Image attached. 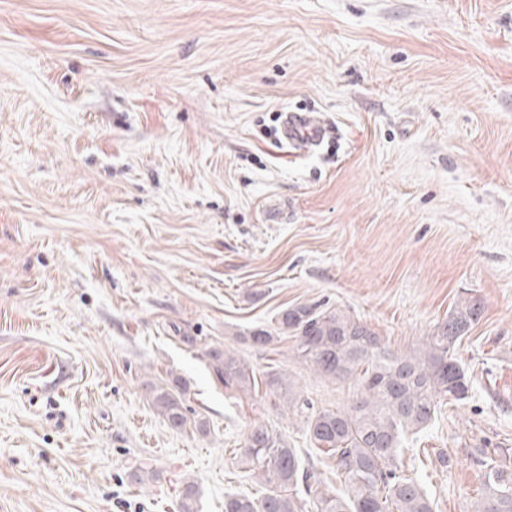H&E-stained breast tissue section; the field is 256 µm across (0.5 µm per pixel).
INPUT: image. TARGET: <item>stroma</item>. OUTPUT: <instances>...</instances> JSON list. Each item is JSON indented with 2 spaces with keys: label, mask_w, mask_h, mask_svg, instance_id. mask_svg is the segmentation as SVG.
<instances>
[{
  "label": "stroma",
  "mask_w": 512,
  "mask_h": 512,
  "mask_svg": "<svg viewBox=\"0 0 512 512\" xmlns=\"http://www.w3.org/2000/svg\"><path fill=\"white\" fill-rule=\"evenodd\" d=\"M290 112L330 127L297 156ZM464 298L472 396L403 455L435 512L512 467V0H0V512H182L186 482L224 512L270 490L239 462L256 424L335 490L208 350L342 408L355 381L248 332L320 304L400 352ZM207 357L215 376L224 384V389L240 394L255 391L256 385L259 386L249 363L230 350H210ZM152 404L159 409L162 417L172 428L182 430L186 426L187 419L180 400L172 392L164 389L154 390Z\"/></svg>",
  "instance_id": "1"
}]
</instances>
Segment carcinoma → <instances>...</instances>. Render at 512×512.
I'll use <instances>...</instances> for the list:
<instances>
[{
    "label": "carcinoma",
    "mask_w": 512,
    "mask_h": 512,
    "mask_svg": "<svg viewBox=\"0 0 512 512\" xmlns=\"http://www.w3.org/2000/svg\"><path fill=\"white\" fill-rule=\"evenodd\" d=\"M476 300L457 303L421 346L394 352L358 320L341 309L298 305L281 311L275 326L258 327L247 339L268 346L280 336L293 339L294 354L315 372L339 380L352 379L357 400L342 409L314 411L292 392L279 374L266 376L282 410L303 416L314 447L335 463L344 489L327 494L310 483L296 449L266 426L253 427L241 454L243 469L261 476L277 491L262 497L224 495V512H434L421 482L401 471L405 438L430 424L440 401L469 398L471 375L457 348L478 321ZM210 366L224 388L235 393L256 389L249 363L229 350L207 352ZM152 404L175 429L187 419L170 391H154ZM482 493L474 512H512V470L491 456L482 460Z\"/></svg>",
    "instance_id": "1"
}]
</instances>
